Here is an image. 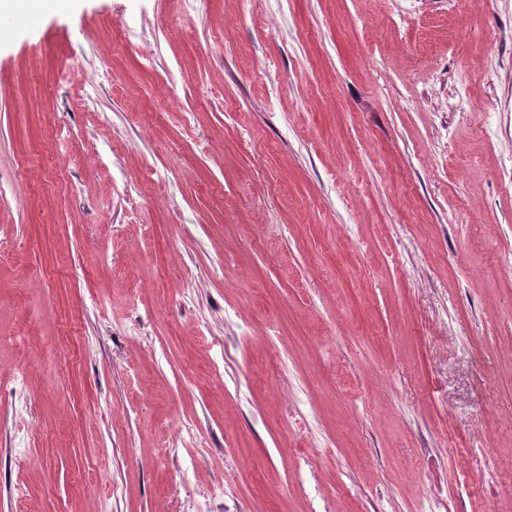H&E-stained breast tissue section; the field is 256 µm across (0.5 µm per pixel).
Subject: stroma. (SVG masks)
Returning a JSON list of instances; mask_svg holds the SVG:
<instances>
[{"mask_svg":"<svg viewBox=\"0 0 512 512\" xmlns=\"http://www.w3.org/2000/svg\"><path fill=\"white\" fill-rule=\"evenodd\" d=\"M0 512H512V0L0 26Z\"/></svg>","mask_w":512,"mask_h":512,"instance_id":"1","label":"stroma"}]
</instances>
